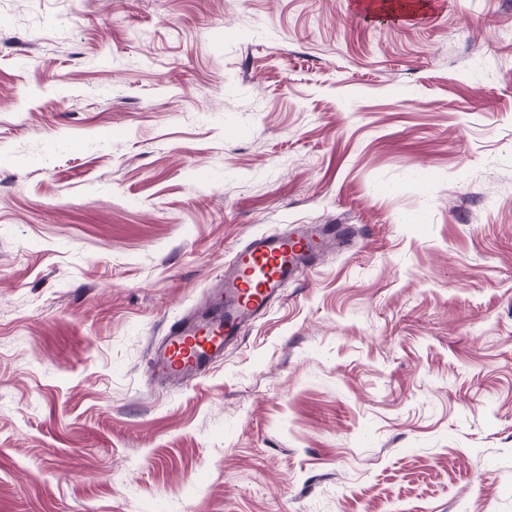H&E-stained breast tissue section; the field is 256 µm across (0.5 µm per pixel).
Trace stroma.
<instances>
[{
	"mask_svg": "<svg viewBox=\"0 0 512 512\" xmlns=\"http://www.w3.org/2000/svg\"><path fill=\"white\" fill-rule=\"evenodd\" d=\"M294 224L360 230L155 385ZM0 512H512V0H0ZM350 227L306 224L288 232L254 235L224 266V278L192 317L174 319L153 347L151 375L164 386L187 387L224 360V351L282 296L285 285L344 243Z\"/></svg>",
	"mask_w": 512,
	"mask_h": 512,
	"instance_id": "35a3bbf8",
	"label": "stroma"
}]
</instances>
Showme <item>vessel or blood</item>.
<instances>
[{"mask_svg": "<svg viewBox=\"0 0 512 512\" xmlns=\"http://www.w3.org/2000/svg\"><path fill=\"white\" fill-rule=\"evenodd\" d=\"M350 229L306 224L254 235L224 267L205 307L174 319L153 347L151 375L164 386H188L223 362L225 350L280 299L285 285L323 256L328 244L346 242Z\"/></svg>", "mask_w": 512, "mask_h": 512, "instance_id": "obj_1", "label": "vessel or blood"}]
</instances>
